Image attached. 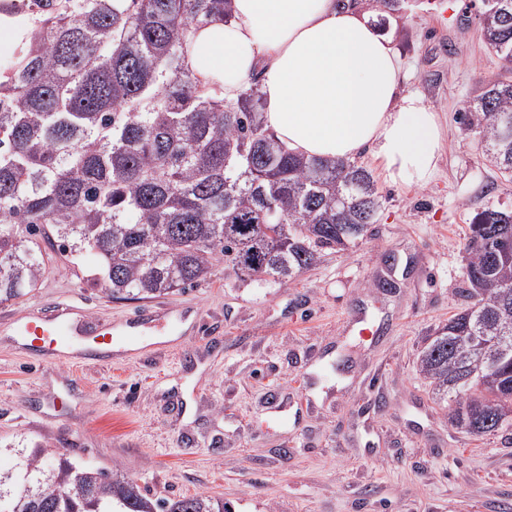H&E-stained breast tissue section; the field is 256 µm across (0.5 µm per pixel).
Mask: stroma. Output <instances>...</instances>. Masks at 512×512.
Wrapping results in <instances>:
<instances>
[{"label":"stroma","mask_w":512,"mask_h":512,"mask_svg":"<svg viewBox=\"0 0 512 512\" xmlns=\"http://www.w3.org/2000/svg\"><path fill=\"white\" fill-rule=\"evenodd\" d=\"M479 0H408L382 30L442 127L428 184L385 181L362 241L284 285L243 284L223 257L204 281L159 296L192 314L166 342L51 362L21 349L20 314L58 302L98 323L143 308L115 300L93 254L42 244L25 297L0 303V468L47 448L153 497L202 495L226 512H512V430L452 427L417 368L428 336L467 300L475 216L512 212V176L486 158L464 109L505 73L476 19Z\"/></svg>","instance_id":"stroma-1"}]
</instances>
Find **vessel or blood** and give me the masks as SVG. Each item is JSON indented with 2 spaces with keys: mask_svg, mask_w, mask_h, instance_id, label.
<instances>
[{
  "mask_svg": "<svg viewBox=\"0 0 512 512\" xmlns=\"http://www.w3.org/2000/svg\"><path fill=\"white\" fill-rule=\"evenodd\" d=\"M16 334L24 343L42 348L48 355H56L76 347L77 340L95 337L101 352H109L122 342H136L139 330L135 323L107 325L94 320H80L75 307L61 304L51 315L30 311L16 318Z\"/></svg>",
  "mask_w": 512,
  "mask_h": 512,
  "instance_id": "b4317fda",
  "label": "vessel or blood"
}]
</instances>
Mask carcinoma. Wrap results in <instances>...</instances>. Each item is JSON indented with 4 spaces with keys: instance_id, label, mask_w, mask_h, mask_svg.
<instances>
[{
    "instance_id": "carcinoma-1",
    "label": "carcinoma",
    "mask_w": 512,
    "mask_h": 512,
    "mask_svg": "<svg viewBox=\"0 0 512 512\" xmlns=\"http://www.w3.org/2000/svg\"><path fill=\"white\" fill-rule=\"evenodd\" d=\"M33 15L0 82V303L41 276L56 237L100 260L114 299H150L210 275L213 260L258 286L284 284L364 238L381 208L352 160L293 154L262 119L258 79L234 102L187 66L191 32L231 0H22ZM488 48L512 64V0H480ZM488 160L512 175V79L466 108ZM473 303L428 337L418 370L448 422L481 437L512 428V212L470 225ZM0 470V512H224L205 496L152 498L127 474L43 448Z\"/></svg>"
}]
</instances>
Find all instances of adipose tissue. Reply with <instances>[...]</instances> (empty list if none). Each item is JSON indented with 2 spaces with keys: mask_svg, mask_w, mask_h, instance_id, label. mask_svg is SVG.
Wrapping results in <instances>:
<instances>
[{
  "mask_svg": "<svg viewBox=\"0 0 512 512\" xmlns=\"http://www.w3.org/2000/svg\"><path fill=\"white\" fill-rule=\"evenodd\" d=\"M230 22L191 36L187 64L236 100L258 78L262 118L298 154L351 159L371 151L387 181H429L441 131L415 94L399 95L401 63L363 9L336 0H233Z\"/></svg>",
  "mask_w": 512,
  "mask_h": 512,
  "instance_id": "obj_1",
  "label": "adipose tissue"
}]
</instances>
